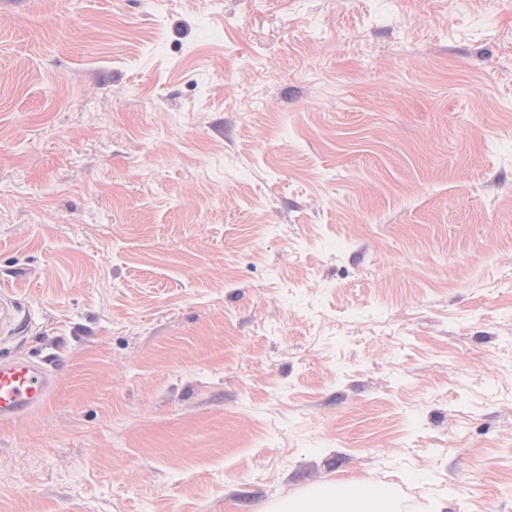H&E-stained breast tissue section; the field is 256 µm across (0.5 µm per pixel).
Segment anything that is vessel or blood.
<instances>
[{
	"label": "vessel or blood",
	"instance_id": "b4317fda",
	"mask_svg": "<svg viewBox=\"0 0 512 512\" xmlns=\"http://www.w3.org/2000/svg\"><path fill=\"white\" fill-rule=\"evenodd\" d=\"M55 374L46 363L25 356L0 359V423H13L52 397Z\"/></svg>",
	"mask_w": 512,
	"mask_h": 512
}]
</instances>
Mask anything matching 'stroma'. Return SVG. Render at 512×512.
<instances>
[{
  "instance_id": "obj_1",
  "label": "stroma",
  "mask_w": 512,
  "mask_h": 512,
  "mask_svg": "<svg viewBox=\"0 0 512 512\" xmlns=\"http://www.w3.org/2000/svg\"><path fill=\"white\" fill-rule=\"evenodd\" d=\"M0 512H512V0H0ZM55 374L46 363L29 357L0 359V423L17 422L52 397ZM367 487L354 480L325 482L279 503L265 512H396V490L393 487L373 488L357 506L346 499L357 488Z\"/></svg>"
}]
</instances>
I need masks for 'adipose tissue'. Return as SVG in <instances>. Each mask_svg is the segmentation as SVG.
<instances>
[{"label": "adipose tissue", "instance_id": "ef3b65f1", "mask_svg": "<svg viewBox=\"0 0 512 512\" xmlns=\"http://www.w3.org/2000/svg\"><path fill=\"white\" fill-rule=\"evenodd\" d=\"M357 487L354 480L326 482L272 506L268 512H396L395 488H376L358 503H349L348 497Z\"/></svg>", "mask_w": 512, "mask_h": 512}]
</instances>
